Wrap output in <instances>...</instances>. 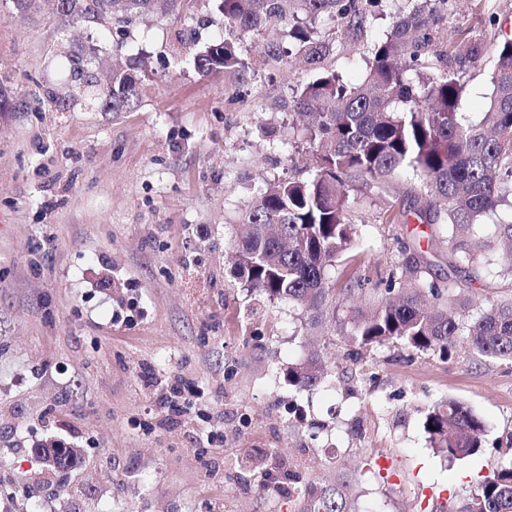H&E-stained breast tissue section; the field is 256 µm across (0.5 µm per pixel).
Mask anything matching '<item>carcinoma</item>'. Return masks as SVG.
<instances>
[{
	"mask_svg": "<svg viewBox=\"0 0 512 512\" xmlns=\"http://www.w3.org/2000/svg\"><path fill=\"white\" fill-rule=\"evenodd\" d=\"M72 19L108 14L112 0H60ZM128 23L181 0H124ZM224 19V37L193 53L191 39L173 47L179 63L203 76L224 73L238 80L252 69L240 35L282 27L287 43L270 42L264 63L288 65L302 57L316 77L294 88L304 117L302 142L310 154L305 177L268 182L242 209L246 236L234 243V269L252 290L286 300L319 324L336 313V302L368 290L336 289L331 270L354 245L350 194L375 187L395 190L405 170L416 176L413 199L401 216L447 226L448 276L432 278L414 256L391 276L385 293L371 296L372 310H353L350 339L356 350L399 343L419 351L447 352L459 344L474 354L512 362V294L491 291L496 279L512 281V219L489 221L512 197V38L495 45L489 109L478 122L465 118L467 64L487 49L484 33L438 31L429 17L445 0H407L411 9L382 39L367 26L368 0H213ZM337 28L327 35L318 24ZM372 42L362 80L351 82L324 61L345 41ZM76 93L71 101L112 100V111L130 108L139 96V75L112 72L103 89L78 60L69 61ZM480 284L482 303L467 289ZM327 368L317 352L288 370L300 388L318 385ZM432 448L461 459L481 446L484 422L455 400L441 401L426 416ZM344 484L311 493L302 512H351ZM461 512H512V460L482 478Z\"/></svg>",
	"mask_w": 512,
	"mask_h": 512,
	"instance_id": "obj_1",
	"label": "carcinoma"
}]
</instances>
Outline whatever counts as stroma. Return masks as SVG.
<instances>
[{"instance_id":"1","label":"stroma","mask_w":512,"mask_h":512,"mask_svg":"<svg viewBox=\"0 0 512 512\" xmlns=\"http://www.w3.org/2000/svg\"><path fill=\"white\" fill-rule=\"evenodd\" d=\"M439 15L442 29L512 36V0H449ZM123 18L0 0V512H299L339 481L357 512H459L512 460V363L463 346L350 355L351 305L314 329L232 269L243 205L308 163L293 88L314 71H271L253 32L246 83L176 67L178 37L221 34L211 0ZM73 56L102 83L137 65V104L69 105ZM495 63L490 49L467 67L471 120ZM401 204H354L337 286L385 284L411 253L446 273L444 235L386 223ZM314 349L331 375L297 388L288 368ZM445 399L484 420L477 454H434L425 419ZM54 442L78 465L43 472L32 450Z\"/></svg>"}]
</instances>
